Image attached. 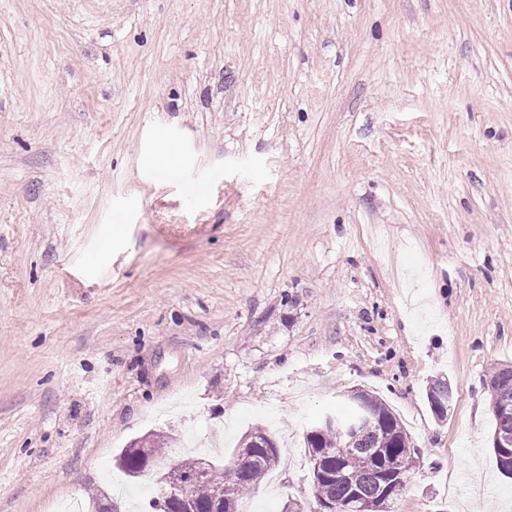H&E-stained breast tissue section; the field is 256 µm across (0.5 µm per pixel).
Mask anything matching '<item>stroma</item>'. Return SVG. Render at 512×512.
Listing matches in <instances>:
<instances>
[{"label": "stroma", "mask_w": 512, "mask_h": 512, "mask_svg": "<svg viewBox=\"0 0 512 512\" xmlns=\"http://www.w3.org/2000/svg\"><path fill=\"white\" fill-rule=\"evenodd\" d=\"M504 363L512 0H0V512H145L131 440L257 425L247 505L309 502L354 389L420 450L398 512H512ZM494 394H491L495 408L494 437L512 450V365L494 367L492 371Z\"/></svg>", "instance_id": "35a3bbf8"}]
</instances>
